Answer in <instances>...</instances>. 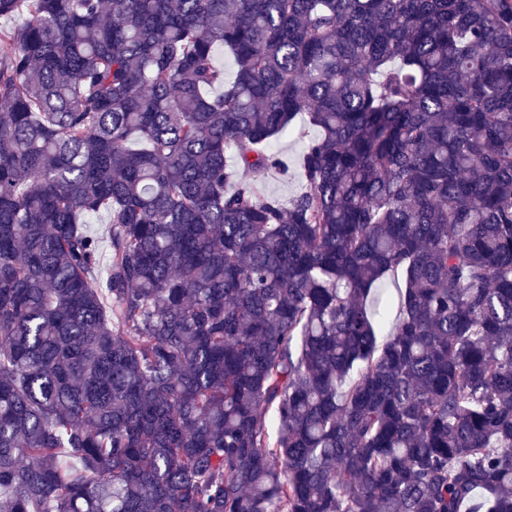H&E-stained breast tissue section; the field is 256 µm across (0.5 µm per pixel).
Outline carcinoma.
Listing matches in <instances>:
<instances>
[{
  "mask_svg": "<svg viewBox=\"0 0 512 512\" xmlns=\"http://www.w3.org/2000/svg\"><path fill=\"white\" fill-rule=\"evenodd\" d=\"M20 10L0 512H512V0ZM307 129L308 137L306 139H298L293 135H283L271 143V151L288 160L289 170L288 174H281L276 171L266 173L261 179L265 193L287 199L302 188L304 181L298 160L305 151L309 140L318 135L317 128L310 124H307ZM88 230L101 238V257H100V268L104 272L108 262V245L105 239V229L107 227L108 216L105 212L91 214L86 218Z\"/></svg>",
  "mask_w": 512,
  "mask_h": 512,
  "instance_id": "1",
  "label": "carcinoma"
}]
</instances>
